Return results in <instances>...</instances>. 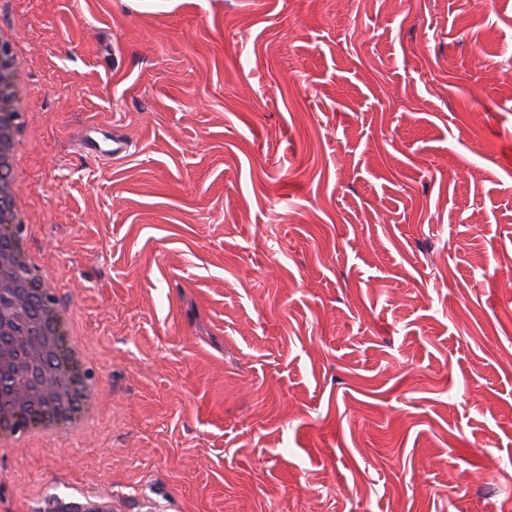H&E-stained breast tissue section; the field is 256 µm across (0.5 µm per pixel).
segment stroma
<instances>
[{
  "label": "stroma",
  "instance_id": "1",
  "mask_svg": "<svg viewBox=\"0 0 512 512\" xmlns=\"http://www.w3.org/2000/svg\"><path fill=\"white\" fill-rule=\"evenodd\" d=\"M1 29L26 246L100 395L0 456V512L512 500V0H0ZM92 121L129 154L83 155ZM55 314V326L61 328L65 332H68L69 335L71 336V341L68 344L71 361L79 363L81 366H84L85 360L83 352L78 347L73 337L78 335L74 313L70 309L61 310L55 306Z\"/></svg>",
  "mask_w": 512,
  "mask_h": 512
}]
</instances>
